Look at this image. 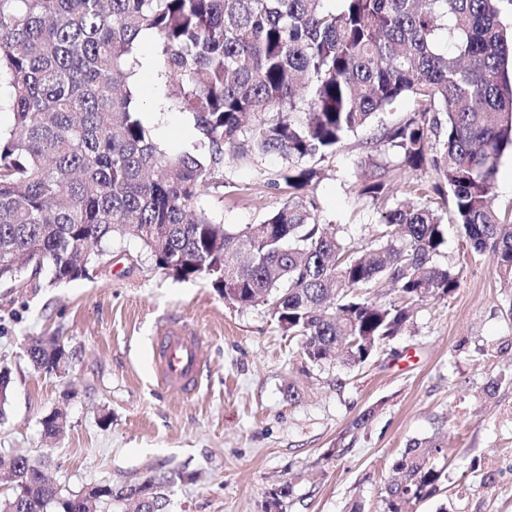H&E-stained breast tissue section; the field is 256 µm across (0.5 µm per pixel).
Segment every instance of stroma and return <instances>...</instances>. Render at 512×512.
Segmentation results:
<instances>
[{"label": "stroma", "instance_id": "35a3bbf8", "mask_svg": "<svg viewBox=\"0 0 512 512\" xmlns=\"http://www.w3.org/2000/svg\"><path fill=\"white\" fill-rule=\"evenodd\" d=\"M155 39L129 59L145 127L171 153L198 142L158 67ZM376 129L351 136L325 158L300 167L320 172L304 192L314 213L360 248L381 216L414 188L436 182L429 169H399ZM288 162L276 154L224 156V178L198 206L228 229L257 224L287 199L271 189ZM392 169L391 191L371 199L359 185L375 167ZM437 264L460 286L417 304L410 332L358 367L303 363L264 306L229 305L201 279L157 270L141 243L114 237L86 278L55 284L49 269L25 284H0V367L11 373L0 417V455L47 457L62 493L118 488L156 474L171 481L168 512H264L273 484L291 482L286 512H381L391 466L410 441L443 433L450 464L437 492L409 512H512V292L491 253L474 252L458 227L445 226ZM171 326L193 330L203 370L192 393L162 385L152 344ZM55 337L69 354L65 371L37 370L31 338ZM497 382L493 397L481 394ZM296 387L298 400L287 390ZM368 427L353 421L367 409ZM63 415L47 439L42 421ZM344 451L336 446L343 440Z\"/></svg>", "mask_w": 512, "mask_h": 512}]
</instances>
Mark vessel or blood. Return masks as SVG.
I'll return each instance as SVG.
<instances>
[{
	"label": "vessel or blood",
	"instance_id": "1",
	"mask_svg": "<svg viewBox=\"0 0 512 512\" xmlns=\"http://www.w3.org/2000/svg\"><path fill=\"white\" fill-rule=\"evenodd\" d=\"M197 344V336L183 329L169 330L160 337L156 374L162 383L183 391L196 387L201 367Z\"/></svg>",
	"mask_w": 512,
	"mask_h": 512
}]
</instances>
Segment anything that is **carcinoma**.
Here are the masks:
<instances>
[{"label":"carcinoma","mask_w":512,"mask_h":512,"mask_svg":"<svg viewBox=\"0 0 512 512\" xmlns=\"http://www.w3.org/2000/svg\"><path fill=\"white\" fill-rule=\"evenodd\" d=\"M0 0V81L11 88L0 129V281L47 266L51 282L87 276L116 235L141 242L156 269L206 279L224 300L263 305L299 340L304 362H367L409 330L412 305L445 299L459 274L434 262L443 217L398 201L376 244L359 255L290 197L259 224L228 230L194 210L221 177L224 152L324 157L349 135L380 124L379 141L402 164L432 167L425 189L451 203L470 248L489 250L512 289V223L490 205L501 156L512 152V36L503 0ZM144 34L161 46V74L193 115L201 151L171 154L150 136L129 87V56ZM409 97L390 125L380 114ZM279 114L240 145L243 118ZM317 170L290 166L271 182L301 190ZM390 191L388 170L360 193ZM389 282L397 299L370 294ZM35 368L57 373L66 350L30 340ZM447 461L436 434L412 441L392 465L382 512H405L439 489ZM10 495L0 512H100L61 495L42 465L0 455ZM166 512L168 480L150 476Z\"/></svg>","instance_id":"carcinoma-1"}]
</instances>
